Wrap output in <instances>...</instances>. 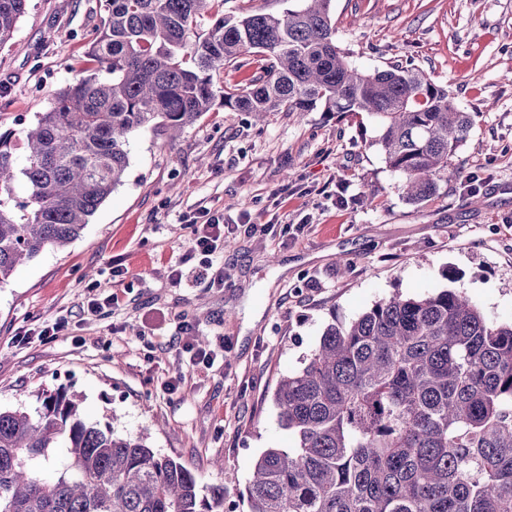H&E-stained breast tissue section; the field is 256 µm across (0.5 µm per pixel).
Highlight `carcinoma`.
<instances>
[{
  "instance_id": "obj_1",
  "label": "carcinoma",
  "mask_w": 512,
  "mask_h": 512,
  "mask_svg": "<svg viewBox=\"0 0 512 512\" xmlns=\"http://www.w3.org/2000/svg\"><path fill=\"white\" fill-rule=\"evenodd\" d=\"M280 15H220L208 0H106L90 45L94 75L58 91L22 140L0 132V286L47 248L78 239L123 183L133 134L175 140L219 104L232 112H366L386 165L418 204L458 176L451 157L473 119L448 89L400 65L367 72L336 45L331 0ZM28 0H0V46ZM261 62L245 87L216 86L226 66ZM24 185L25 194L15 192ZM291 443L258 458L249 512H512V322L489 320L462 291L379 301L327 326L274 394ZM67 441L53 478L41 462ZM0 512H224V485L196 476L81 417L66 390L33 414L0 409Z\"/></svg>"
}]
</instances>
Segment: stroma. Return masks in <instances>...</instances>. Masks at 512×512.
<instances>
[{"label": "stroma", "mask_w": 512, "mask_h": 512, "mask_svg": "<svg viewBox=\"0 0 512 512\" xmlns=\"http://www.w3.org/2000/svg\"><path fill=\"white\" fill-rule=\"evenodd\" d=\"M106 17L103 0H29L0 47L1 131L23 136L58 89L84 77ZM331 18L354 66L419 68L471 113L452 165L486 178L479 205L459 180L410 203L367 113L258 120L217 106L173 142L140 131L122 185L81 237L0 286L1 408L32 413L43 391L66 388L86 422L148 434L200 494L223 485L225 506L249 512L256 461L289 444L276 385L328 325L446 288L512 321V0H331ZM204 207L233 226L216 284L187 256ZM244 219L272 230L247 232ZM61 315L66 330L44 335ZM185 322L217 352L213 365L182 353Z\"/></svg>", "instance_id": "stroma-1"}]
</instances>
